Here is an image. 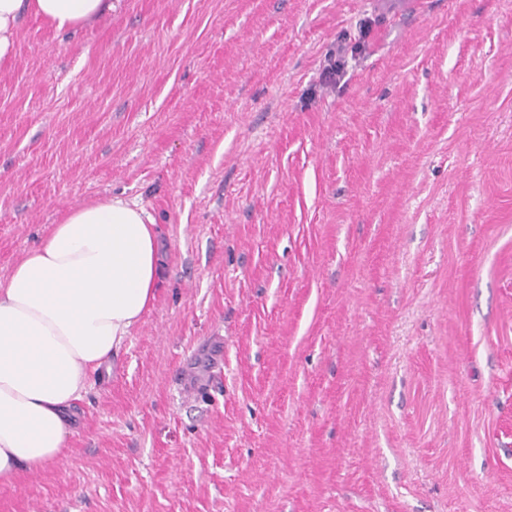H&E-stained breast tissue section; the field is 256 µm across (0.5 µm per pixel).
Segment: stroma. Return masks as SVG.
<instances>
[{"label":"stroma","mask_w":512,"mask_h":512,"mask_svg":"<svg viewBox=\"0 0 512 512\" xmlns=\"http://www.w3.org/2000/svg\"><path fill=\"white\" fill-rule=\"evenodd\" d=\"M112 197L155 220L156 300L0 512H512V0L25 18L0 280ZM346 46L343 43L336 44V50L332 51L328 64L322 72V79L327 84L337 85L343 76Z\"/></svg>","instance_id":"obj_1"}]
</instances>
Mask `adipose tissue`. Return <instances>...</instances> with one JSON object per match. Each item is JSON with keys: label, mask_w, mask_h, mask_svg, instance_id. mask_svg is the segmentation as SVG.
<instances>
[{"label": "adipose tissue", "mask_w": 512, "mask_h": 512, "mask_svg": "<svg viewBox=\"0 0 512 512\" xmlns=\"http://www.w3.org/2000/svg\"><path fill=\"white\" fill-rule=\"evenodd\" d=\"M113 0H0V69L20 23L55 29L111 14ZM162 260L153 218L107 199L71 210L0 283V483L62 458L68 411L153 304Z\"/></svg>", "instance_id": "ef3b65f1"}]
</instances>
